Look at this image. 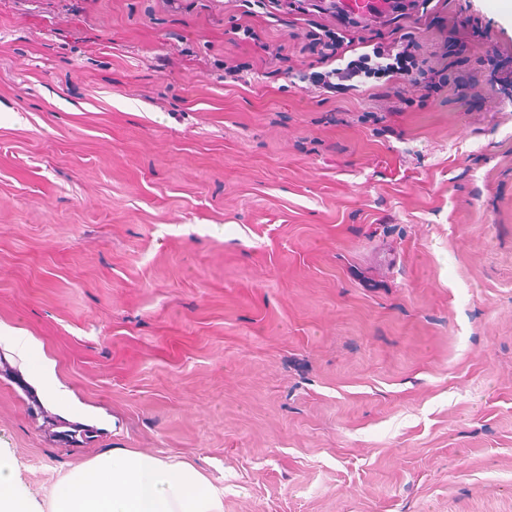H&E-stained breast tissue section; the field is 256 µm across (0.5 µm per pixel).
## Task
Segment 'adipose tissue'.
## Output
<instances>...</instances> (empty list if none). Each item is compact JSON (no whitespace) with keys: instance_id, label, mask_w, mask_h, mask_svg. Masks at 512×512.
<instances>
[{"instance_id":"adipose-tissue-1","label":"adipose tissue","mask_w":512,"mask_h":512,"mask_svg":"<svg viewBox=\"0 0 512 512\" xmlns=\"http://www.w3.org/2000/svg\"><path fill=\"white\" fill-rule=\"evenodd\" d=\"M0 512H39L1 452ZM50 512H224V493L190 464L114 448L71 469Z\"/></svg>"}]
</instances>
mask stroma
<instances>
[{
  "mask_svg": "<svg viewBox=\"0 0 512 512\" xmlns=\"http://www.w3.org/2000/svg\"><path fill=\"white\" fill-rule=\"evenodd\" d=\"M404 2L380 43L468 22L478 106L326 97L322 0H0V450L42 512L111 448L224 512H512V12ZM310 29L306 32V43L301 47L300 52H308L312 56H317V61L323 64L335 63L341 60L345 54L344 38L330 27L310 20L308 23Z\"/></svg>",
  "mask_w": 512,
  "mask_h": 512,
  "instance_id": "obj_1",
  "label": "stroma"
}]
</instances>
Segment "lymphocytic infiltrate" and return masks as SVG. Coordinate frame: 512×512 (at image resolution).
<instances>
[{"mask_svg":"<svg viewBox=\"0 0 512 512\" xmlns=\"http://www.w3.org/2000/svg\"><path fill=\"white\" fill-rule=\"evenodd\" d=\"M305 52L316 56L318 62L326 64L323 72L312 73L315 86L333 92L338 82L357 76L367 78H402L409 80L412 87L422 88L426 97H433L444 89H451L457 98L470 97L476 82L466 68L463 55L465 44L460 38H453L448 44L447 67L437 70L425 68L418 55L419 43L413 32L403 33L399 40L387 46L374 47L372 52L361 54L357 59L338 67L344 53V37L330 27L318 22H310L305 34Z\"/></svg>","mask_w":512,"mask_h":512,"instance_id":"f902f5d3","label":"lymphocytic infiltrate"}]
</instances>
